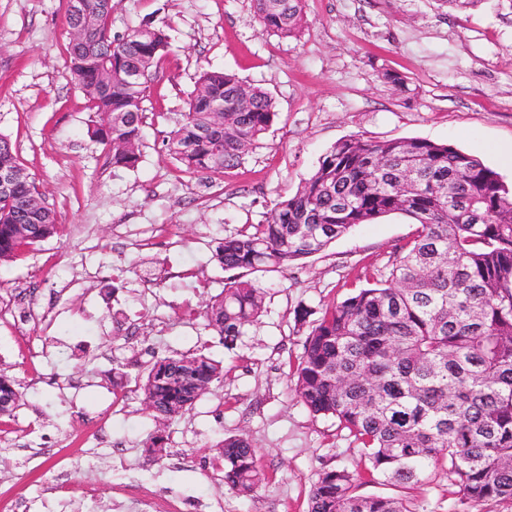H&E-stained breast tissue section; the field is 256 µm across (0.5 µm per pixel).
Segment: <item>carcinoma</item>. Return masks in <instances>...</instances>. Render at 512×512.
<instances>
[{
    "mask_svg": "<svg viewBox=\"0 0 512 512\" xmlns=\"http://www.w3.org/2000/svg\"><path fill=\"white\" fill-rule=\"evenodd\" d=\"M92 33L69 51L71 70L95 112L91 137L115 167L133 168L140 144L151 68L168 52L157 28H135L124 42L112 36L102 0H83ZM261 31L296 39L306 24L304 0H252ZM224 102V122L211 105ZM278 112L272 97L235 74L203 70L188 111L170 132L168 149L190 174L239 163ZM19 169L0 197V262L58 234L55 211L41 198L10 140L0 136V167ZM403 213L419 224L395 249L385 270L366 278L309 325L294 390L315 416L334 418L363 448L364 473L327 469L309 495L308 512H411L400 496L358 493L362 481L406 488L423 482L432 465L475 505L512 502V187L473 156L420 138L336 142L296 192L278 200L264 224H248L215 250L226 271L286 270L323 251L356 224ZM264 289L236 276L205 305L208 327L233 348L263 312ZM224 367L203 353L158 358L139 390L159 422L190 411ZM16 381L0 373V417L21 406ZM146 452L168 455L163 437ZM224 485L248 498L265 480L256 449L244 435L216 444Z\"/></svg>",
    "mask_w": 512,
    "mask_h": 512,
    "instance_id": "1",
    "label": "carcinoma"
}]
</instances>
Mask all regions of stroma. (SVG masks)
Instances as JSON below:
<instances>
[{"label": "stroma", "instance_id": "35a3bbf8", "mask_svg": "<svg viewBox=\"0 0 512 512\" xmlns=\"http://www.w3.org/2000/svg\"><path fill=\"white\" fill-rule=\"evenodd\" d=\"M304 5L300 37L285 40L261 31L251 0H112L113 35L147 25L171 44L150 72L140 161L116 168L89 135L96 117L70 70L66 0H0V134L60 224L59 235L0 262V371L24 394L0 418V512H137L144 487L156 512H308L323 470L362 468L346 432L310 415L291 389L305 339L294 311L343 300L361 267L385 266L414 238L413 219L357 225L287 271L252 274L264 311L230 350L203 316L228 278L213 254L224 236L265 221L350 136L447 144L512 186V0ZM204 69L263 88L278 117L238 166L188 174L166 140ZM34 347L40 357L24 363ZM197 350L224 364L223 382L158 424L138 390L145 367ZM106 408L110 441L94 466L66 469L72 429ZM158 430L169 454L156 461L143 443ZM241 433L266 476L250 498L225 487L211 451ZM360 491L402 495L411 512H512L506 501L473 507L441 467L401 491Z\"/></svg>", "mask_w": 512, "mask_h": 512}]
</instances>
